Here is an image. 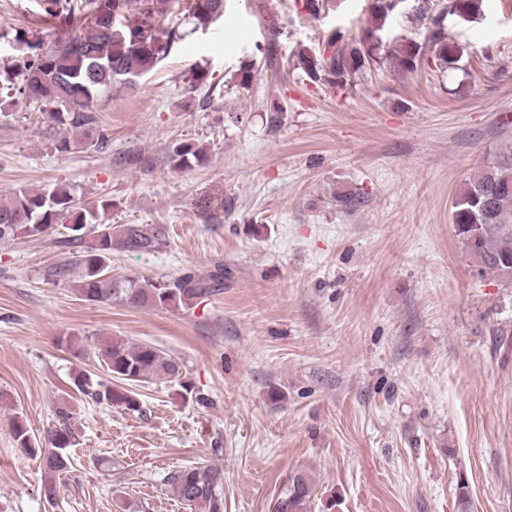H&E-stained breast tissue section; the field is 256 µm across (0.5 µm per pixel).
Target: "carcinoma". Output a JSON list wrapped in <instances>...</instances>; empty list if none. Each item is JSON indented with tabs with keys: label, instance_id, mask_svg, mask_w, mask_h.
<instances>
[{
	"label": "carcinoma",
	"instance_id": "carcinoma-1",
	"mask_svg": "<svg viewBox=\"0 0 512 512\" xmlns=\"http://www.w3.org/2000/svg\"><path fill=\"white\" fill-rule=\"evenodd\" d=\"M49 29L29 40L21 31L14 37L19 63L0 70V106L18 97L54 105L49 113L60 130V149L74 146L71 138L88 125L86 112L101 94L133 82L152 71L183 39L178 26L163 24L156 0H38ZM483 0H448L446 12L433 21L427 42L393 34L391 20L409 9L425 10L424 0H372L371 22L352 37L332 33L316 52L301 49L297 64L309 81L338 88L351 86L372 65L387 64L413 74L423 61L452 69L462 48L448 40L444 20L453 16L468 22L481 15ZM224 13V0H189L194 28L205 30ZM205 151L189 141L175 143L168 154L172 168L183 170L204 163ZM112 207L103 201L86 207L74 189L59 185L49 193L20 189L0 203V240L36 239L56 220L71 216L68 242L75 245L72 259L56 274L79 270L74 291L91 303L120 301L138 307L190 309L198 301L224 287V268L207 275L187 269L169 281L142 284L130 277L110 275L112 251L149 252L165 236L159 224H106L100 211ZM451 222L478 271L512 282V149L498 152L465 183L452 202ZM99 364L115 382L105 383L79 372L76 388L96 403L136 411L133 387L155 379L180 380V363L150 343H133L121 337H105L94 343ZM72 412L63 403L55 409V426L49 428L40 448L44 469L41 495L57 504L60 490L73 468L67 453L76 441ZM12 435L21 448L35 449L26 423L15 417ZM174 494L195 512H224L222 478L218 469L199 463L168 477ZM316 485L306 469H296L275 499L271 512H311Z\"/></svg>",
	"mask_w": 512,
	"mask_h": 512
}]
</instances>
